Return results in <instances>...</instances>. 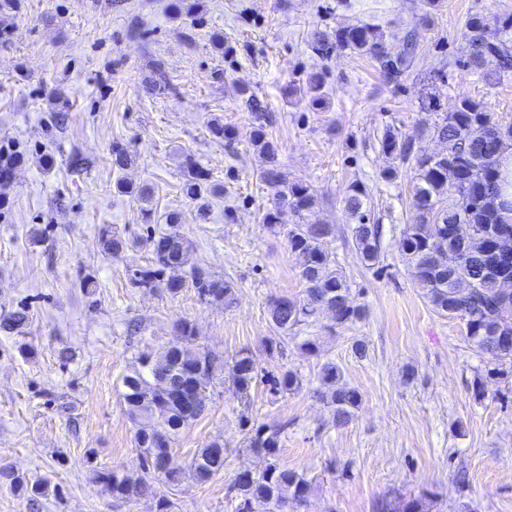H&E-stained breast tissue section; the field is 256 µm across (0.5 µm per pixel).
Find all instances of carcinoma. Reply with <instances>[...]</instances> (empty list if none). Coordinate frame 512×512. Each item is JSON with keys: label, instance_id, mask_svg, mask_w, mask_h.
<instances>
[{"label": "carcinoma", "instance_id": "carcinoma-1", "mask_svg": "<svg viewBox=\"0 0 512 512\" xmlns=\"http://www.w3.org/2000/svg\"><path fill=\"white\" fill-rule=\"evenodd\" d=\"M470 48L469 65L478 70L489 84L512 75V14L491 20L484 15H469L461 30ZM401 48L388 49L384 33L376 24L340 27L331 35H323L314 43L320 51L349 50L369 56L387 83H398L419 60L413 32L401 39ZM322 76L308 78L306 93L310 104L325 105L320 93ZM434 130L447 144L446 151L428 155L419 141ZM251 144L261 159L260 180L273 192V202L263 215V223L285 225L287 247L295 256L305 295L300 299L275 297L268 302L270 323L283 338L291 331L309 326L319 313L329 311L336 327H344L361 319L363 305L351 295L345 276L336 269L331 244L336 240V225L309 224L306 213L317 204L313 186L290 182L277 161V148L267 137L263 126L251 132ZM512 142V124L501 123L493 113L470 99L463 98L456 109L446 113L433 127L422 124L420 130L403 134L387 129L381 139L385 154L393 165L383 178L393 181L400 169L415 171L412 185V223L402 231L400 249L415 285L420 288L434 311L465 322L466 339L474 350L504 365H512V318L501 308L512 303V292L501 288V278L512 279V223L502 221L499 210L512 211V202H497V178L501 153ZM133 161L132 150L121 143L112 145V166L124 170ZM21 162L18 155L0 153V182L8 181ZM188 176L182 184L183 195L192 200L205 199L210 187L209 174L187 161ZM366 192L358 183L349 186L346 208L358 218L349 228L354 249L368 266L380 263L382 227L370 222L363 212ZM170 230L150 238L153 262L134 271L131 283L137 288H164L178 294L186 284L196 289L199 300L209 303H231L233 286L214 278L191 260L188 240L178 230L179 215H168ZM106 250L116 254L124 249L125 239L112 227L101 231ZM504 261L502 273L486 267ZM28 320L24 309L0 317V329L13 332ZM181 341L163 349L159 355L139 357L138 367L122 377L123 399L129 418L136 425L135 440L142 460V473L136 477L118 470H93L94 480L112 498L123 503L151 497L157 512H172L166 489L182 481V468L167 465L172 445L183 430L197 420L206 405L183 403L176 395L180 389L192 395L207 390L208 381L198 380L197 373L209 370L215 361L210 352L192 347L194 325L182 321L175 326ZM232 382L237 392L245 394L259 377L255 360L247 350L239 351L231 365ZM320 395L329 405L333 423L343 426L354 417L361 396L343 380L341 370L332 362L321 368ZM275 394L295 389L299 380L286 371L267 378ZM216 443L197 449L188 463L195 481L206 483L224 470V459L214 456ZM248 449L266 458L259 473L239 472L229 486L238 501L235 512H286V489L293 490L292 500L303 503L310 489L305 475L279 462V432L259 428L248 437ZM10 487L25 498L29 506L38 505L49 494L47 483L29 482L8 473ZM378 512H425L418 499L382 501Z\"/></svg>", "mask_w": 512, "mask_h": 512}]
</instances>
